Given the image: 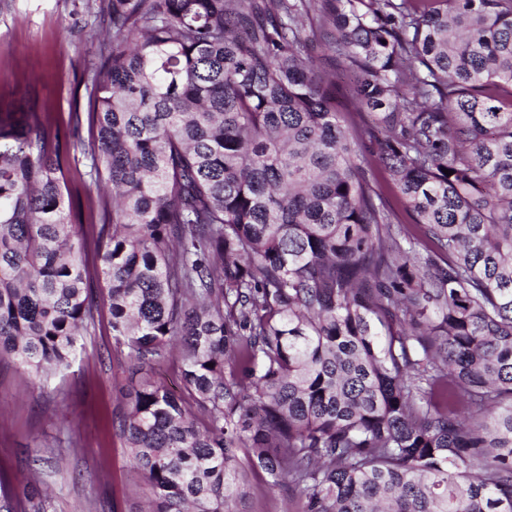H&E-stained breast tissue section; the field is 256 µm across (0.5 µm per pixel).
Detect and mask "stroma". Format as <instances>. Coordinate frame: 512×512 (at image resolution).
<instances>
[{"mask_svg": "<svg viewBox=\"0 0 512 512\" xmlns=\"http://www.w3.org/2000/svg\"><path fill=\"white\" fill-rule=\"evenodd\" d=\"M86 0H0V105L37 109L66 127L86 112L85 84L98 64L83 41ZM130 378L112 337L107 306L93 310L83 348L65 373L38 383L13 361H0V472L35 481L48 512H138L147 487L128 473L119 435L121 390ZM40 458L39 476L28 465ZM264 473H249L239 512H304L303 502L270 490Z\"/></svg>", "mask_w": 512, "mask_h": 512, "instance_id": "35a3bbf8", "label": "stroma"}]
</instances>
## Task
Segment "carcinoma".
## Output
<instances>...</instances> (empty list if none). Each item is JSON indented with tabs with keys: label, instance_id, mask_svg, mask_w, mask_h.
Returning a JSON list of instances; mask_svg holds the SVG:
<instances>
[{
	"label": "carcinoma",
	"instance_id": "cac0c4a2",
	"mask_svg": "<svg viewBox=\"0 0 512 512\" xmlns=\"http://www.w3.org/2000/svg\"><path fill=\"white\" fill-rule=\"evenodd\" d=\"M89 39L96 222L79 119L0 110V359L62 374L108 305L143 512H236L257 468L304 512H512V0H109ZM312 59L318 67L336 71V83L340 88L337 107L341 112H352V107L347 96L349 78L347 75L341 74L342 67L339 65V63L334 60V57H332L324 47L319 45L312 53ZM72 154H75L78 161H76V169L73 164V168L69 171H65V177L67 181L68 190L77 205H81L82 219L85 224L91 223L89 218V195L92 197V206L96 211L97 208V190L93 184H91L88 172L90 170V162L86 160L80 153V148L76 151L71 149Z\"/></svg>",
	"mask_w": 512,
	"mask_h": 512
}]
</instances>
